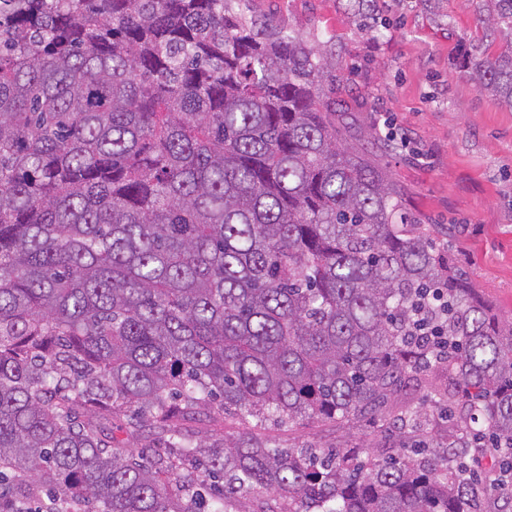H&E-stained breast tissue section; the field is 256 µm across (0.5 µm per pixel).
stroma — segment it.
Returning a JSON list of instances; mask_svg holds the SVG:
<instances>
[{
  "label": "stroma",
  "instance_id": "obj_1",
  "mask_svg": "<svg viewBox=\"0 0 512 512\" xmlns=\"http://www.w3.org/2000/svg\"><path fill=\"white\" fill-rule=\"evenodd\" d=\"M347 0H251L252 11L305 39L328 42L346 93L348 142L384 165L406 210L447 244L476 288L502 316H512V111L477 90L461 67L462 49L486 39L479 0H377L370 26ZM398 138L380 145L371 121ZM270 446L336 443L335 425L260 429Z\"/></svg>",
  "mask_w": 512,
  "mask_h": 512
}]
</instances>
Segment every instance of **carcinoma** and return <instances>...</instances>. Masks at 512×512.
<instances>
[{
  "label": "carcinoma",
  "mask_w": 512,
  "mask_h": 512,
  "mask_svg": "<svg viewBox=\"0 0 512 512\" xmlns=\"http://www.w3.org/2000/svg\"><path fill=\"white\" fill-rule=\"evenodd\" d=\"M247 2L0 0V512L512 501L470 470L512 449V317L343 140L326 43ZM477 21L506 48L468 77L512 111V0ZM215 404L244 429L198 442ZM269 422L348 436L271 448Z\"/></svg>",
  "instance_id": "1"
}]
</instances>
